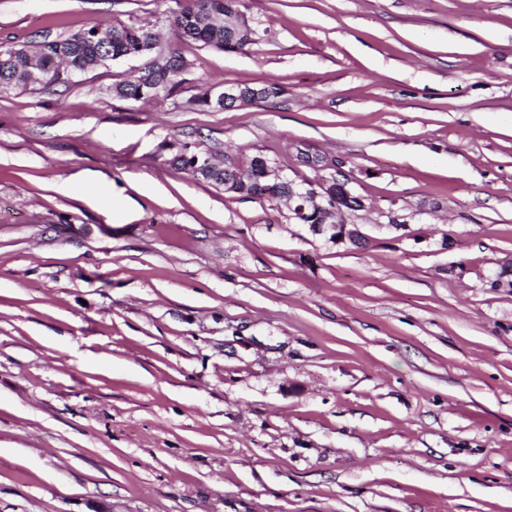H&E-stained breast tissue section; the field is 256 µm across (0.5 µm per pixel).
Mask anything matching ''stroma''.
Here are the masks:
<instances>
[{"label": "stroma", "mask_w": 512, "mask_h": 512, "mask_svg": "<svg viewBox=\"0 0 512 512\" xmlns=\"http://www.w3.org/2000/svg\"><path fill=\"white\" fill-rule=\"evenodd\" d=\"M242 2L266 36L226 53L176 0H0V42L150 22L188 63L150 102L112 94L143 56L0 92V512H512V0ZM186 147L343 160L371 243ZM245 98V95L238 91L235 87H228L225 88L224 91L218 93L216 95V102L214 101V94L211 93L209 89H204L200 91L197 95H195L190 103L191 105L198 107V108H220L224 109V105L221 106L219 104H227L229 102H238L243 101ZM305 225L308 226L310 232L315 230V235H326L329 241L332 240L337 245L350 243L354 246H363L371 240L361 230L359 224H348L346 219L341 221L339 218H336V221L326 220L322 223Z\"/></svg>", "instance_id": "obj_1"}]
</instances>
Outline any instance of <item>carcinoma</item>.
I'll return each instance as SVG.
<instances>
[{
	"mask_svg": "<svg viewBox=\"0 0 512 512\" xmlns=\"http://www.w3.org/2000/svg\"><path fill=\"white\" fill-rule=\"evenodd\" d=\"M240 0H181L177 10L165 17L168 26L181 41L200 42L224 52H245L259 40V33L239 9ZM0 53L13 58L9 64L0 62V91L27 88L33 85L30 70L36 68L44 78L42 86L66 85L71 74L121 59L131 53L151 56L150 62L132 81L112 88L121 99L151 101L171 94L180 83L178 77L187 62L175 45L158 44L154 24L137 27L118 25L106 34L95 28L78 30L63 39L44 40L34 53L24 46L0 42ZM327 163L323 173L338 183L327 187L323 204L332 209L353 211L342 185L351 181L343 171L344 162L322 157ZM276 161L258 152L231 158L224 156L223 165L196 170L203 179L224 187V192L267 201H288V183L272 186L266 168Z\"/></svg>",
	"mask_w": 512,
	"mask_h": 512,
	"instance_id": "1",
	"label": "carcinoma"
}]
</instances>
